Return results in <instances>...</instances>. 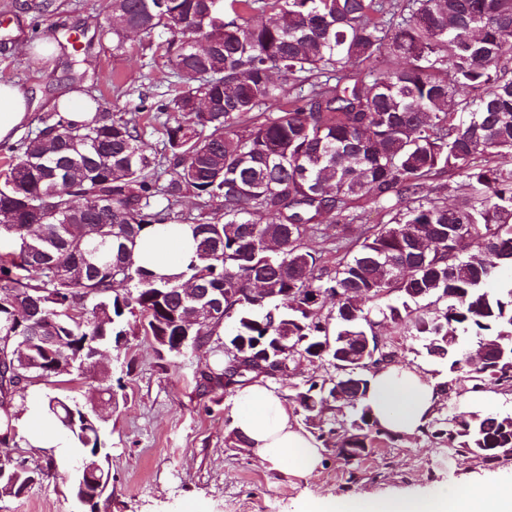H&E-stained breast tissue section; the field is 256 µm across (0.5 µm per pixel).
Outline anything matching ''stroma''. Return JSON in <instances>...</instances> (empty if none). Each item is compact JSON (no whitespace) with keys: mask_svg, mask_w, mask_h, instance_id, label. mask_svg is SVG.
<instances>
[{"mask_svg":"<svg viewBox=\"0 0 512 512\" xmlns=\"http://www.w3.org/2000/svg\"><path fill=\"white\" fill-rule=\"evenodd\" d=\"M0 0V82L27 90L32 105L23 137L34 136L50 102L68 88L96 98L112 113L138 111L165 98L166 60L143 49V37L126 41L124 54L112 52L105 35L104 0ZM80 33L87 54L74 56L67 41ZM36 38L55 43L57 57L43 62L27 56ZM208 350H190L177 363L162 364L152 337L136 333L113 352L107 377L30 386L27 394L47 392L85 400L109 382L117 404L107 423L109 465L114 480L107 512H298L301 501L327 496L390 497L431 491L448 483L499 485L512 482V460L490 468L471 454L407 436L396 446L375 448L360 465L348 464L335 449L322 451L321 469L303 478L260 464L238 442L231 428L232 395L203 390L198 371L212 361ZM20 458L43 471L42 479L18 497H0V512H74L70 449L46 455L24 437L0 445V458Z\"/></svg>","mask_w":512,"mask_h":512,"instance_id":"1","label":"stroma"}]
</instances>
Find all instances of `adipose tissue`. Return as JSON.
<instances>
[{
  "label": "adipose tissue",
  "mask_w": 512,
  "mask_h": 512,
  "mask_svg": "<svg viewBox=\"0 0 512 512\" xmlns=\"http://www.w3.org/2000/svg\"><path fill=\"white\" fill-rule=\"evenodd\" d=\"M30 111L21 86L0 82V143L16 138ZM194 250L189 229L172 224L144 233L135 255L140 265L173 276L185 268ZM439 400L435 383L422 370L392 364L374 373L366 403L381 429L413 435L434 417ZM232 428L260 463L287 466L300 477L312 476L321 465V442L296 424L288 405L263 380L236 390ZM300 512H512V484H444L424 494L387 498L330 496L304 503Z\"/></svg>",
  "instance_id": "ef3b65f1"
}]
</instances>
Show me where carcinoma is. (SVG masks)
I'll list each match as a JSON object with an SVG mask.
<instances>
[{
	"mask_svg": "<svg viewBox=\"0 0 512 512\" xmlns=\"http://www.w3.org/2000/svg\"><path fill=\"white\" fill-rule=\"evenodd\" d=\"M112 50L137 29L159 38L171 97L158 112L164 151L146 154L140 116L98 110L94 124L60 113L41 118L21 153L0 170V233L17 248L0 255V444L15 440L26 410V365L73 362L79 377L106 373L77 355L89 336L102 350L139 327L182 335L193 322L177 286L220 288L224 320L194 348L233 323L200 387L237 388L282 349L287 366L315 371L295 394L305 424L326 448L360 463L400 440L382 431L364 403L370 374L397 363L387 325L419 336L447 364L441 395L490 381L512 394V0H109ZM169 37L164 39L162 34ZM460 178L448 205L429 181ZM197 213L178 210L183 198ZM219 203L222 214L211 216ZM372 202L390 219L353 234ZM260 217L255 221L254 217ZM189 227L196 259L177 276L136 261L147 227ZM313 235L331 266L306 246ZM396 293L399 305L371 317L366 304ZM92 309L80 307L84 298ZM332 303L328 315L322 310ZM22 335L39 336L20 350ZM473 336V361L458 337ZM361 363L344 387L349 421L328 417L336 387L329 366ZM112 387L81 403L47 393L41 410L69 431L70 448L94 469L70 476L74 494L100 512L112 494L105 426ZM419 435L493 468L512 448V413L433 418ZM42 473L0 460V496L18 497Z\"/></svg>",
	"mask_w": 512,
	"mask_h": 512,
	"instance_id": "obj_1",
	"label": "carcinoma"
}]
</instances>
